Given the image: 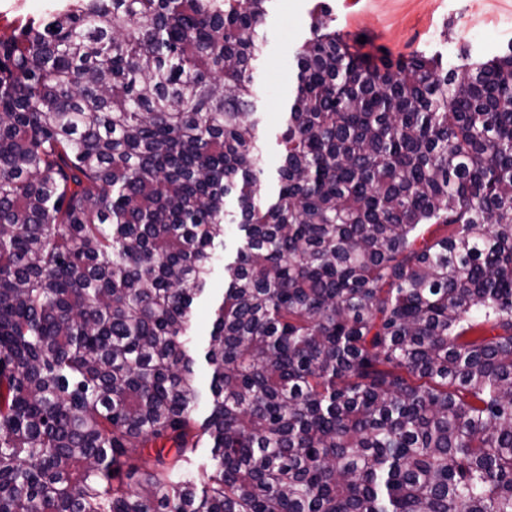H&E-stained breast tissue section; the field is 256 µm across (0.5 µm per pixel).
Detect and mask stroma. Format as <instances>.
<instances>
[{"instance_id": "obj_1", "label": "stroma", "mask_w": 512, "mask_h": 512, "mask_svg": "<svg viewBox=\"0 0 512 512\" xmlns=\"http://www.w3.org/2000/svg\"><path fill=\"white\" fill-rule=\"evenodd\" d=\"M53 0H0V36L11 39L27 16L42 15ZM349 51L362 62L397 60L416 52H466L479 58L512 46V0H325ZM310 0H276L268 22L267 54L260 65L257 107L264 135L281 123L294 52L308 31ZM238 246L235 225H227L223 245L205 290L195 300L190 333L202 346L211 312L224 286V263Z\"/></svg>"}]
</instances>
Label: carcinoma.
Returning a JSON list of instances; mask_svg holds the SVG:
<instances>
[{
	"label": "carcinoma",
	"mask_w": 512,
	"mask_h": 512,
	"mask_svg": "<svg viewBox=\"0 0 512 512\" xmlns=\"http://www.w3.org/2000/svg\"><path fill=\"white\" fill-rule=\"evenodd\" d=\"M273 2L0 41V512H512V47L366 64L314 0L271 156ZM238 246L237 228L234 224L226 225L224 245L216 247V261L205 290L195 300V317L189 333L193 335L194 345L200 348L210 326L211 312L216 298L224 287V262L235 256Z\"/></svg>",
	"instance_id": "obj_1"
}]
</instances>
